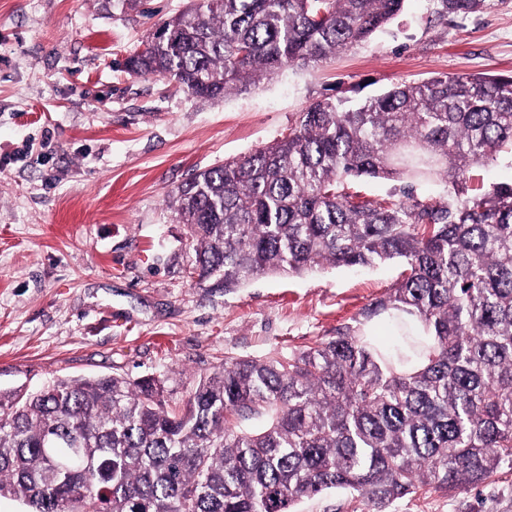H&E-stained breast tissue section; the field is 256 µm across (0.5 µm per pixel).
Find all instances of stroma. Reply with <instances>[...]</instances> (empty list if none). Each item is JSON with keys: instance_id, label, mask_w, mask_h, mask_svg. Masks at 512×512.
I'll list each match as a JSON object with an SVG mask.
<instances>
[{"instance_id": "35a3bbf8", "label": "stroma", "mask_w": 512, "mask_h": 512, "mask_svg": "<svg viewBox=\"0 0 512 512\" xmlns=\"http://www.w3.org/2000/svg\"><path fill=\"white\" fill-rule=\"evenodd\" d=\"M188 0H0V388L166 375L185 399L225 355L268 360L349 329L403 269L321 266L231 290L198 285L170 206L192 173L271 144L325 98L360 100L437 75H512V0L446 14L405 0L370 40L218 100L124 68ZM296 512H371L358 494ZM390 512H512V470L478 488L423 490Z\"/></svg>"}]
</instances>
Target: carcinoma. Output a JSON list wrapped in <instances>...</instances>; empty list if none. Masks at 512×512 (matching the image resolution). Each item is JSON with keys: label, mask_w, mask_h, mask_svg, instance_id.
I'll use <instances>...</instances> for the list:
<instances>
[{"label": "carcinoma", "mask_w": 512, "mask_h": 512, "mask_svg": "<svg viewBox=\"0 0 512 512\" xmlns=\"http://www.w3.org/2000/svg\"><path fill=\"white\" fill-rule=\"evenodd\" d=\"M404 0H190L127 58L213 100L366 41ZM448 13L483 0H442ZM512 148V76L439 75L354 106L310 105L288 134L199 170L172 195L190 278L236 288L326 263L398 260L366 318L270 360L224 356L185 401L164 381L56 379L0 389V499L33 512H293L349 490L373 512L512 468V182L465 194ZM438 178L448 197L358 200L348 183Z\"/></svg>", "instance_id": "1"}]
</instances>
